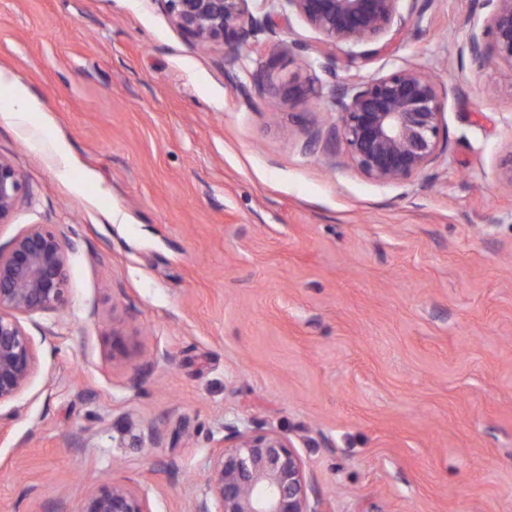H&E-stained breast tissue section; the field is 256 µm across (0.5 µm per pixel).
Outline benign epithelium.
<instances>
[{
	"instance_id": "benign-epithelium-1",
	"label": "benign epithelium",
	"mask_w": 512,
	"mask_h": 512,
	"mask_svg": "<svg viewBox=\"0 0 512 512\" xmlns=\"http://www.w3.org/2000/svg\"><path fill=\"white\" fill-rule=\"evenodd\" d=\"M173 24L195 45H227L224 76L234 81L239 49L255 51L271 30L270 15L256 17L249 0H161ZM320 35L313 51L336 56L341 45L375 55L401 35L402 0H284ZM491 7L475 18L468 50L480 65L512 68V0H483ZM338 114L335 135L351 161L376 182L395 184L420 174L447 140L443 106L432 78L400 68L364 84L347 85L333 96ZM28 196L24 176L0 155V224L12 219ZM67 251L60 235L33 224L0 245V405L20 397L37 369V349L26 321L57 311L69 280ZM73 512H151L144 494L118 481L81 493ZM194 512H330L310 482L301 454L289 437L261 429L233 428L212 461Z\"/></svg>"
}]
</instances>
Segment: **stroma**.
Listing matches in <instances>:
<instances>
[{
  "instance_id": "obj_1",
  "label": "stroma",
  "mask_w": 512,
  "mask_h": 512,
  "mask_svg": "<svg viewBox=\"0 0 512 512\" xmlns=\"http://www.w3.org/2000/svg\"><path fill=\"white\" fill-rule=\"evenodd\" d=\"M423 6L403 0L388 50L331 63L250 0L274 31L233 83L161 0H0V71L38 101L16 117L0 88V155L29 189L0 244L49 224L69 256L65 314L26 323L0 512H72L65 489L107 479L193 512L229 428L289 436L332 512H512V69L471 60L477 0ZM408 66L448 142L381 184L332 94Z\"/></svg>"
}]
</instances>
